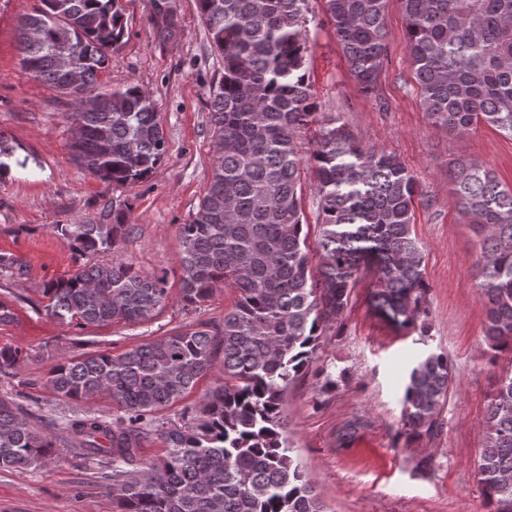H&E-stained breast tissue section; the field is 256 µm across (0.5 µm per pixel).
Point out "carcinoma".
I'll use <instances>...</instances> for the list:
<instances>
[{"label": "carcinoma", "instance_id": "cac0c4a2", "mask_svg": "<svg viewBox=\"0 0 512 512\" xmlns=\"http://www.w3.org/2000/svg\"><path fill=\"white\" fill-rule=\"evenodd\" d=\"M310 0H197L224 73L209 94L213 126L209 184L191 220L178 227L179 301L200 308L218 288L238 292L220 325L201 323L119 355L64 359L50 371L61 397L108 398L123 417L91 412L67 422L69 446L102 458L119 512H325L288 443L284 396L314 362L321 336L340 319L361 268L373 269L374 309L409 329L426 314L429 286L412 228L416 179L397 154L365 147L348 130L323 131L309 152L300 132L316 120L305 37ZM420 103L450 136L480 124L512 138V0H400ZM325 15L365 94L377 92L387 59L386 0H324ZM160 35L179 30L176 0H151ZM126 35L120 0H43L18 24L20 63L35 80L78 102L59 57L102 100L68 115L70 149L89 173L112 185L145 179L167 144L151 96L136 84L100 82L108 52ZM314 171L319 263L304 232L300 170ZM459 213L476 235L477 278L486 298L484 340L512 365V188L470 158L448 163ZM128 208L95 222L55 229L84 254L112 253L42 288L46 315L105 326L152 319L170 300L166 280L118 257L131 230ZM0 273L25 274L0 256ZM223 352L215 364V350ZM26 354L0 347V372ZM215 381L200 414L162 432L165 451L144 454L142 421ZM454 375L444 354L413 364L403 395L407 441L434 440ZM476 467L490 512H512V369L486 410ZM56 453L52 435L0 400V469L39 467Z\"/></svg>", "mask_w": 512, "mask_h": 512}]
</instances>
